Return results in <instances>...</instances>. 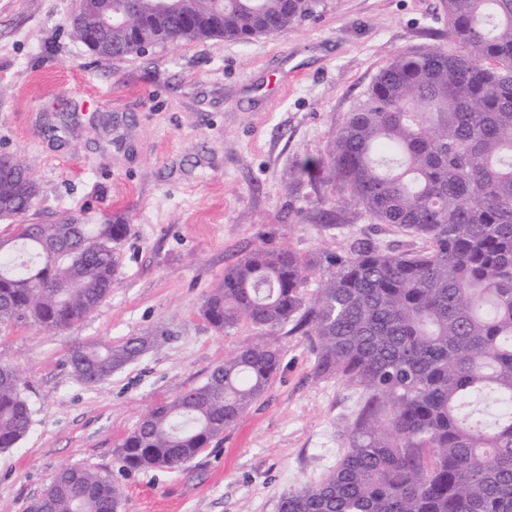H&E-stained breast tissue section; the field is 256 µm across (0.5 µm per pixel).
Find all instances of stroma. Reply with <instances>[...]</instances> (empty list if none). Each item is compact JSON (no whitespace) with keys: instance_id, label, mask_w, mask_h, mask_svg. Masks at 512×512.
<instances>
[{"instance_id":"1","label":"stroma","mask_w":512,"mask_h":512,"mask_svg":"<svg viewBox=\"0 0 512 512\" xmlns=\"http://www.w3.org/2000/svg\"><path fill=\"white\" fill-rule=\"evenodd\" d=\"M76 3L0 0V155L39 187L21 223L119 221L129 233L110 295L80 322L51 334L0 326V362L22 375L32 411L25 437L0 451V512H26L70 466L117 480L122 512H279L285 491L335 466L357 401L315 376L309 337L277 332L280 373L181 468L122 472L114 451L149 407L258 340L246 323L216 332L201 307L225 266L263 239L303 256L361 239L424 249L350 204L343 223H298L337 193L320 172L295 169L327 150L391 55L438 43L441 0H322L318 20L282 36L166 43L109 61L70 35ZM147 330L158 341L105 382L72 374L74 346Z\"/></svg>"}]
</instances>
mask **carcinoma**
Instances as JSON below:
<instances>
[{
    "label": "carcinoma",
    "instance_id": "1",
    "mask_svg": "<svg viewBox=\"0 0 512 512\" xmlns=\"http://www.w3.org/2000/svg\"><path fill=\"white\" fill-rule=\"evenodd\" d=\"M99 28L103 0H81L70 35L102 60L143 45L280 36L317 18L318 0H127ZM444 46L394 54L308 159L323 182L376 224L426 240L424 250L359 240L302 256L263 242L224 268L202 315L216 331L248 323L311 337L314 374L353 387L359 404L339 431L345 452L320 481L286 491L279 512H512V0H442ZM38 193L0 156L6 217ZM338 200L306 224H338ZM126 224H16L0 235V322L52 332L112 291ZM320 286L309 295V279ZM156 339L74 347V376L99 384ZM282 348L260 339L206 381L149 409L116 449L123 470L175 469L195 458L264 394ZM26 382L0 363V449L31 424ZM109 475L57 471L27 512H115Z\"/></svg>",
    "mask_w": 512,
    "mask_h": 512
}]
</instances>
